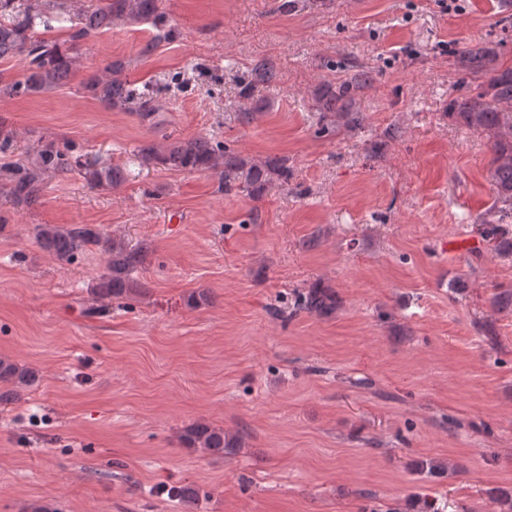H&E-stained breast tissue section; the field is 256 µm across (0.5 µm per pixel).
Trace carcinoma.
Returning <instances> with one entry per match:
<instances>
[{
    "label": "carcinoma",
    "instance_id": "obj_1",
    "mask_svg": "<svg viewBox=\"0 0 512 512\" xmlns=\"http://www.w3.org/2000/svg\"><path fill=\"white\" fill-rule=\"evenodd\" d=\"M116 20L130 26L147 24L157 33L170 36L169 20L159 8L158 0H95L91 7L68 27L63 41L36 35V27L51 28V22H66L62 12H44L28 4V0H0V60L16 58L23 64V76L0 84V92L10 97H29L49 92L64 84L75 64V53L82 42L112 28ZM466 70L485 77L480 91L455 100L448 117L465 127L485 133L492 140L493 160L489 177L494 187L495 202L481 220L485 239L495 243V250L512 255V241L501 239L500 224L512 214V68L490 66L493 57L480 49L462 54ZM126 63L116 60L108 64L106 75L93 77L84 83V89L109 110L133 109L142 121L153 128L158 105L150 93H137L123 77ZM276 74L264 61L256 63L243 90L252 93L258 85L272 82ZM371 81L368 71L355 74L339 86L328 84L314 99L313 109L320 113V131L329 130L326 120L343 112L347 124L357 127L362 117L349 112L347 107L354 92ZM133 156L140 164L161 166L170 171H215L219 173L224 193L239 190L255 198L264 186L273 180H288V159L269 157L257 164L225 149L224 143L214 137L194 136L167 144L144 142L136 147ZM81 175L90 188L110 189L125 180V169L98 159H90L75 144L43 140L36 147L18 154L14 161L0 166V195L16 206L31 207L42 195L46 179ZM39 247L60 262L69 263L90 248L106 255V272L100 276L94 291L102 300L123 299L134 292L133 274L144 264L149 248L140 245L128 248L98 229L87 224L59 226L39 224L35 227ZM296 309L310 314L323 313L332 308L333 295L314 288L300 293L295 299ZM35 381V374L19 367L7 358H0V404L15 402L20 390ZM185 440L192 447L203 448L222 456L238 448L235 438L220 428L198 423L189 428Z\"/></svg>",
    "mask_w": 512,
    "mask_h": 512
}]
</instances>
